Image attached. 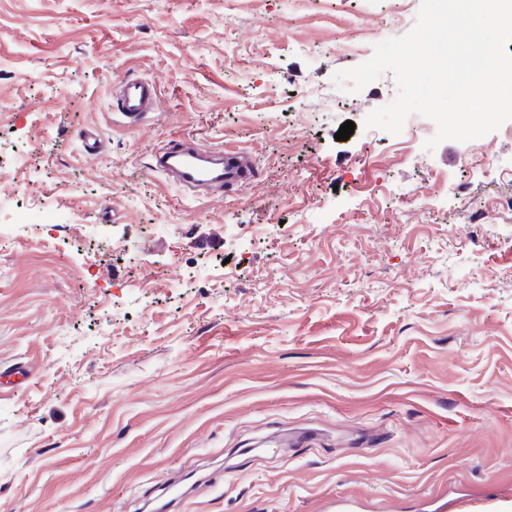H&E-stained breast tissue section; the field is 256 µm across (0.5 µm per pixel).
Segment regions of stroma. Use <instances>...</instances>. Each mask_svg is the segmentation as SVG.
I'll use <instances>...</instances> for the list:
<instances>
[{
  "label": "stroma",
  "mask_w": 512,
  "mask_h": 512,
  "mask_svg": "<svg viewBox=\"0 0 512 512\" xmlns=\"http://www.w3.org/2000/svg\"><path fill=\"white\" fill-rule=\"evenodd\" d=\"M420 0H0V512H462L512 486V182L336 72ZM146 78L158 110L111 105ZM335 98L305 112L300 93ZM348 140L334 135L346 121ZM95 130L103 146L86 153ZM245 150L184 194L155 151ZM159 89L156 84L144 79H127L115 84L113 98L116 112L130 120L138 121L151 112H155L159 104ZM207 155L196 144L177 138L159 149L155 156L159 172L181 185L204 188H226L243 185L255 172L250 156L243 152L224 151L219 158L224 163V180L198 166V159ZM512 214V195H502L493 199L492 207L488 210L477 209L469 211V224H488L492 214Z\"/></svg>",
  "instance_id": "1"
}]
</instances>
